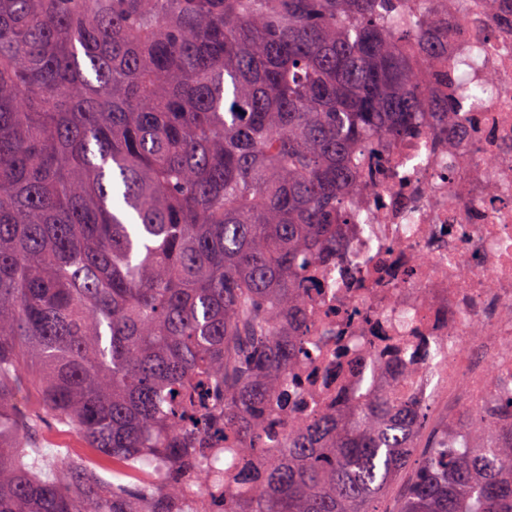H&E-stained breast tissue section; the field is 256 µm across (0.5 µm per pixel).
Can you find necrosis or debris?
Wrapping results in <instances>:
<instances>
[{
  "label": "necrosis or debris",
  "mask_w": 512,
  "mask_h": 512,
  "mask_svg": "<svg viewBox=\"0 0 512 512\" xmlns=\"http://www.w3.org/2000/svg\"><path fill=\"white\" fill-rule=\"evenodd\" d=\"M475 0H448V53L467 82L489 88L463 101L466 121L423 112L398 143L391 175L346 197L362 223L339 225L338 255L306 282L309 323L288 376L289 399L264 417V450L232 439L244 469L279 447L288 424L345 409L368 393L401 392L424 414L417 435L461 448L482 443L479 422L512 424V12L480 23Z\"/></svg>",
  "instance_id": "obj_1"
}]
</instances>
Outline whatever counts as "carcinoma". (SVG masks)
Returning <instances> with one entry per match:
<instances>
[{
  "label": "carcinoma",
  "instance_id": "carcinoma-1",
  "mask_svg": "<svg viewBox=\"0 0 512 512\" xmlns=\"http://www.w3.org/2000/svg\"><path fill=\"white\" fill-rule=\"evenodd\" d=\"M441 6L0 0V512H379L403 473L395 512H512V428L419 453L392 394L288 427L247 491L214 446L261 439L366 152L484 93ZM50 422L112 482L30 457Z\"/></svg>",
  "mask_w": 512,
  "mask_h": 512
}]
</instances>
